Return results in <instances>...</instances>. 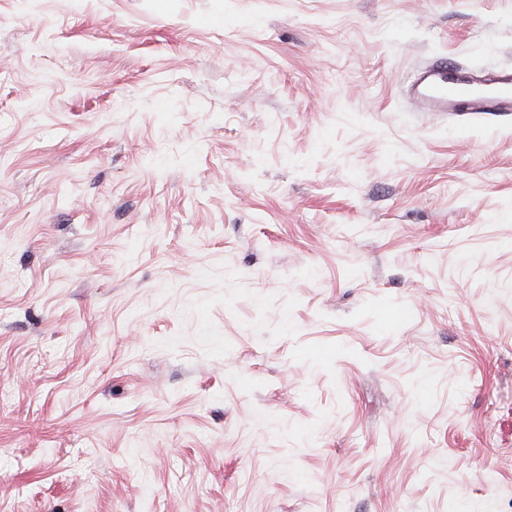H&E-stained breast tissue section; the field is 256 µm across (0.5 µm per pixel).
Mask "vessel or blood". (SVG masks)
<instances>
[{
	"mask_svg": "<svg viewBox=\"0 0 512 512\" xmlns=\"http://www.w3.org/2000/svg\"><path fill=\"white\" fill-rule=\"evenodd\" d=\"M408 97L420 112L511 115L512 69L479 79L467 69L436 62L411 77Z\"/></svg>",
	"mask_w": 512,
	"mask_h": 512,
	"instance_id": "b4317fda",
	"label": "vessel or blood"
}]
</instances>
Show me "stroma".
I'll return each instance as SVG.
<instances>
[{
    "label": "stroma",
    "instance_id": "35a3bbf8",
    "mask_svg": "<svg viewBox=\"0 0 512 512\" xmlns=\"http://www.w3.org/2000/svg\"><path fill=\"white\" fill-rule=\"evenodd\" d=\"M512 0H0V512H512ZM408 97L418 112L511 115L512 69L477 79L465 68L435 62L411 77Z\"/></svg>",
    "mask_w": 512,
    "mask_h": 512
}]
</instances>
